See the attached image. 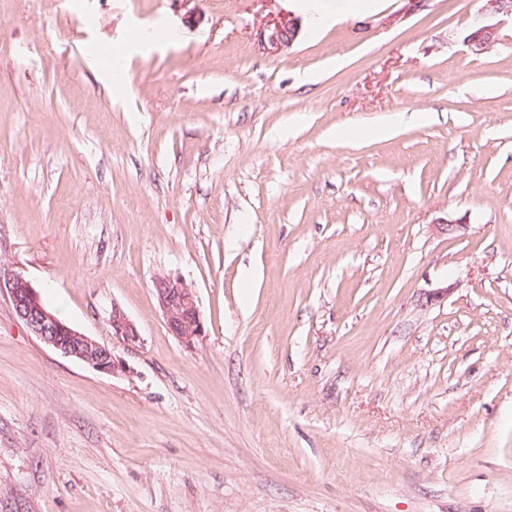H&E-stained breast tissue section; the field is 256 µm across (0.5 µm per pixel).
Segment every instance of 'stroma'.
Listing matches in <instances>:
<instances>
[{
  "label": "stroma",
  "mask_w": 512,
  "mask_h": 512,
  "mask_svg": "<svg viewBox=\"0 0 512 512\" xmlns=\"http://www.w3.org/2000/svg\"><path fill=\"white\" fill-rule=\"evenodd\" d=\"M310 10L0 0V270L127 367L0 294V512H512V16ZM397 111L435 119L379 137ZM162 275L196 293L193 348ZM297 36V25L294 19L288 16L277 22L270 35L271 45L274 47H289ZM499 37L498 28L495 25L490 24H478L473 29L468 37V43L471 46L476 47L477 51L480 52V47L487 49L494 45ZM0 293L9 297L17 317L49 347L100 373L114 375L126 371L125 364L112 349L57 319L20 274L5 276L0 270ZM154 287L169 332L186 348H192L205 332L194 289L180 277L170 275L156 278ZM111 324L113 340L119 344L133 345L139 342L140 335L135 324L120 306H113Z\"/></svg>",
  "instance_id": "stroma-1"
}]
</instances>
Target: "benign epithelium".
I'll return each mask as SVG.
<instances>
[{
	"mask_svg": "<svg viewBox=\"0 0 512 512\" xmlns=\"http://www.w3.org/2000/svg\"><path fill=\"white\" fill-rule=\"evenodd\" d=\"M296 36L297 25L290 17L275 24L270 42L277 48L288 47ZM498 37L497 26L478 24L470 33L468 43L487 49L498 41ZM154 287L169 332L185 347H193L195 340L205 332L194 289L181 278L169 275L156 278ZM0 293L9 297L17 317L49 347L100 373L114 375L126 371L125 364L112 349L57 319L43 305L36 289L21 275L0 274ZM111 324L113 340L124 345L140 342L135 324L117 304L112 305Z\"/></svg>",
	"mask_w": 512,
	"mask_h": 512,
	"instance_id": "1",
	"label": "benign epithelium"
}]
</instances>
